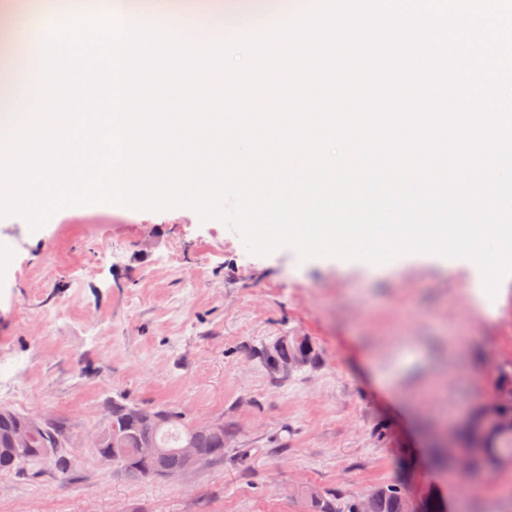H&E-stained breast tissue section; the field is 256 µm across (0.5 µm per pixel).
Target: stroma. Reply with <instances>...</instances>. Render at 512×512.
Segmentation results:
<instances>
[{"mask_svg":"<svg viewBox=\"0 0 512 512\" xmlns=\"http://www.w3.org/2000/svg\"><path fill=\"white\" fill-rule=\"evenodd\" d=\"M467 259L374 264L247 251L187 206L66 209L37 230L0 217V404L66 424L68 483L52 464L0 476V512H305L318 486L360 498L403 481L448 512H512V465L429 466L435 438L512 381V277L492 302ZM307 338L313 366L258 355ZM222 420L224 458L182 479L133 482L88 441L103 402Z\"/></svg>","mask_w":512,"mask_h":512,"instance_id":"1","label":"stroma"}]
</instances>
